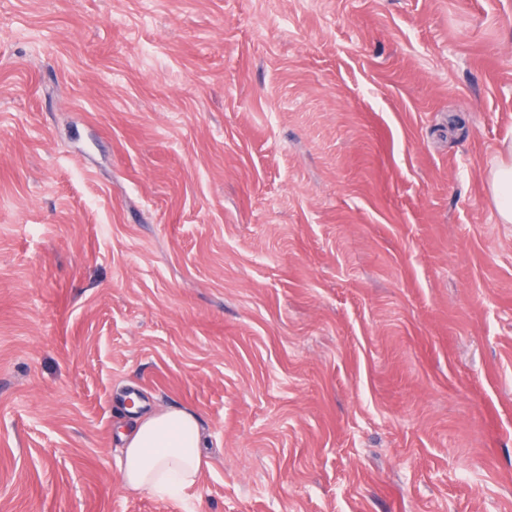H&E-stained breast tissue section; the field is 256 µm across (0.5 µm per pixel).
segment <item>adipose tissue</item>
Instances as JSON below:
<instances>
[{
  "instance_id": "1",
  "label": "adipose tissue",
  "mask_w": 512,
  "mask_h": 512,
  "mask_svg": "<svg viewBox=\"0 0 512 512\" xmlns=\"http://www.w3.org/2000/svg\"><path fill=\"white\" fill-rule=\"evenodd\" d=\"M489 184L501 223L512 224V146L490 169ZM123 483L159 494H181L195 487L206 458L197 417L184 409L143 416L125 434Z\"/></svg>"
}]
</instances>
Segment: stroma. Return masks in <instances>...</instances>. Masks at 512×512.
Returning a JSON list of instances; mask_svg holds the SVG:
<instances>
[{
    "label": "stroma",
    "mask_w": 512,
    "mask_h": 512,
    "mask_svg": "<svg viewBox=\"0 0 512 512\" xmlns=\"http://www.w3.org/2000/svg\"><path fill=\"white\" fill-rule=\"evenodd\" d=\"M511 143L512 0H0V512H512ZM489 184L500 222L512 224V146L490 169ZM123 483L159 494H181L195 487L206 458L197 417L184 409L147 414L123 435Z\"/></svg>",
    "instance_id": "1"
}]
</instances>
